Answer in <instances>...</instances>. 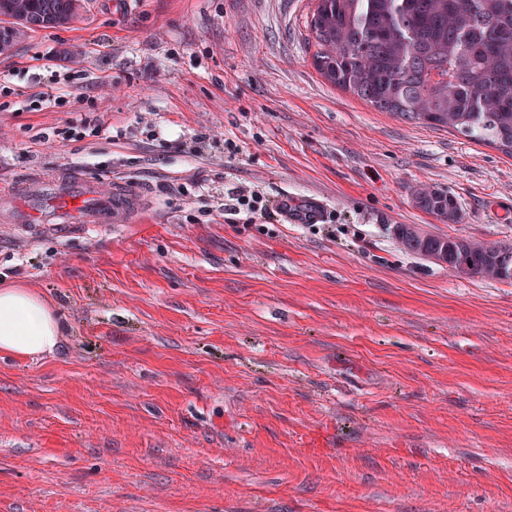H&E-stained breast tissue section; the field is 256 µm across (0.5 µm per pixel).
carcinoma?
<instances>
[{
	"label": "carcinoma",
	"instance_id": "carcinoma-1",
	"mask_svg": "<svg viewBox=\"0 0 512 512\" xmlns=\"http://www.w3.org/2000/svg\"><path fill=\"white\" fill-rule=\"evenodd\" d=\"M80 0H0V55L34 28L78 18ZM309 28L318 73L407 120L454 130L512 157V0H317ZM416 205L443 223L461 211L444 190ZM406 250L471 278L512 271V244L489 249L462 237H399Z\"/></svg>",
	"mask_w": 512,
	"mask_h": 512
}]
</instances>
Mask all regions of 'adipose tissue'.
Wrapping results in <instances>:
<instances>
[{"label":"adipose tissue","instance_id":"obj_1","mask_svg":"<svg viewBox=\"0 0 512 512\" xmlns=\"http://www.w3.org/2000/svg\"><path fill=\"white\" fill-rule=\"evenodd\" d=\"M59 322L49 305L23 288L0 290V353L29 358L52 351Z\"/></svg>","mask_w":512,"mask_h":512}]
</instances>
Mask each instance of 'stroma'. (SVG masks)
<instances>
[{
	"label": "stroma",
	"mask_w": 512,
	"mask_h": 512,
	"mask_svg": "<svg viewBox=\"0 0 512 512\" xmlns=\"http://www.w3.org/2000/svg\"><path fill=\"white\" fill-rule=\"evenodd\" d=\"M122 2L0 57V182L146 202L0 227V288L61 324L0 355V512H512V283L393 233L512 243V157L322 78L316 0ZM238 190L270 216L228 214ZM316 198L313 226L278 210ZM50 189L61 198H68L76 193L81 194L83 198L89 200V203L75 218L58 213L41 224L32 223L31 215L34 212L30 210L15 209L16 206H11L9 209L2 207V222L15 223L14 227H20L29 233L59 231L63 228L75 227L90 229L97 227L95 224H133L137 222L140 199L130 193L125 183L113 184L111 191L106 194L100 192L97 182L88 181L77 186L53 185ZM416 205L434 215L443 223L456 224L461 219V211L455 199L444 190H422L415 197Z\"/></svg>",
	"instance_id": "35a3bbf8"
}]
</instances>
